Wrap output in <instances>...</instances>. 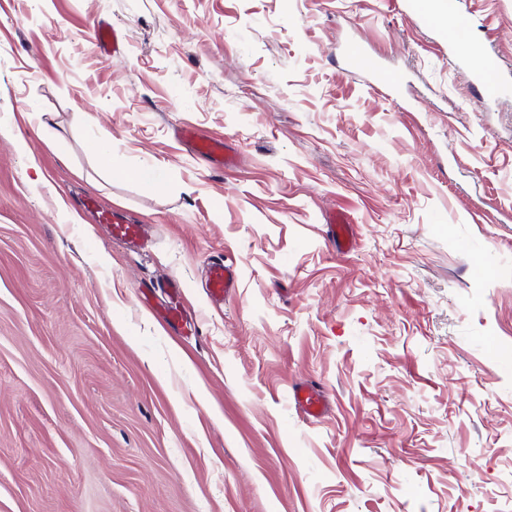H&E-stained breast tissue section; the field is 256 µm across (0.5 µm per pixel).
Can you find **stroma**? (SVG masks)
Wrapping results in <instances>:
<instances>
[{"mask_svg": "<svg viewBox=\"0 0 512 512\" xmlns=\"http://www.w3.org/2000/svg\"><path fill=\"white\" fill-rule=\"evenodd\" d=\"M458 7L512 71V0ZM445 33L401 0H0V512H512V97L481 109ZM162 277L177 332L141 299ZM348 68L354 72H366L375 81L387 84L398 92L400 78L391 73H385L378 68L376 61L358 47H351L348 51ZM180 133L183 139L191 141L194 144L195 150L199 156L207 160L220 157L221 164L224 168H233L237 165V159L234 155L225 153L224 156L223 140L204 137L189 126H183ZM87 208L95 211L98 224H106L109 228L110 239L118 244L138 245L146 237V224H137L126 219L123 213L115 210L100 209L93 200H89ZM328 233L331 241L339 243L343 248L352 246V225L354 218L347 212H339L328 220ZM237 286V273L233 264L222 257L211 259L207 266L205 287L213 302H224ZM162 288L167 296V303L162 308V320L164 323L175 326L185 320L184 310L181 301L184 295L185 285L176 279H169L164 282ZM326 393L312 383L299 384L293 388V399L303 413L309 418H318L326 408Z\"/></svg>", "mask_w": 512, "mask_h": 512, "instance_id": "stroma-1", "label": "stroma"}]
</instances>
